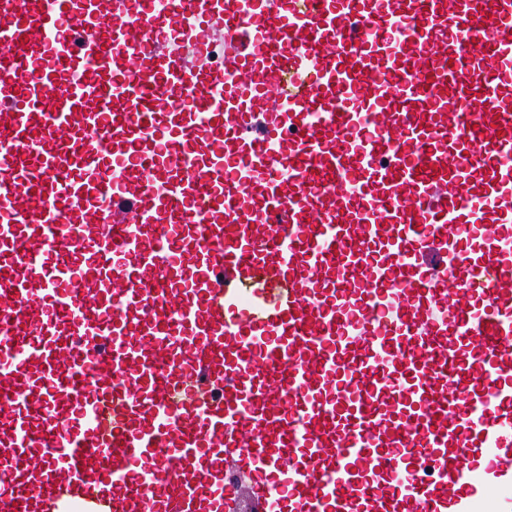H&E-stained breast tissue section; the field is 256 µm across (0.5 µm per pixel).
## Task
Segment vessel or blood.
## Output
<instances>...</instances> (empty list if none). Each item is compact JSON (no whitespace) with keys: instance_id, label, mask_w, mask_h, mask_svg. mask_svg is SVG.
Returning <instances> with one entry per match:
<instances>
[{"instance_id":"obj_1","label":"vessel or blood","mask_w":512,"mask_h":512,"mask_svg":"<svg viewBox=\"0 0 512 512\" xmlns=\"http://www.w3.org/2000/svg\"><path fill=\"white\" fill-rule=\"evenodd\" d=\"M44 498L512 512V0H0V512Z\"/></svg>"}]
</instances>
